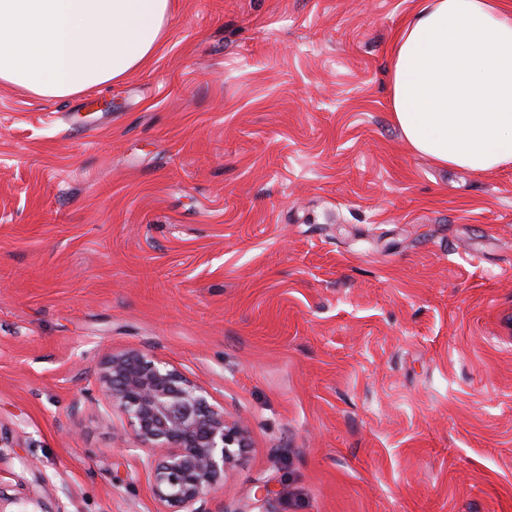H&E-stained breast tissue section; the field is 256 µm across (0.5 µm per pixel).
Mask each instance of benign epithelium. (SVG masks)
Here are the masks:
<instances>
[{"instance_id":"benign-epithelium-1","label":"benign epithelium","mask_w":512,"mask_h":512,"mask_svg":"<svg viewBox=\"0 0 512 512\" xmlns=\"http://www.w3.org/2000/svg\"><path fill=\"white\" fill-rule=\"evenodd\" d=\"M98 382L132 429L158 512H204L248 448L244 424L177 367L137 349L106 355Z\"/></svg>"}]
</instances>
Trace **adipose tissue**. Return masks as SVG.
Wrapping results in <instances>:
<instances>
[{
  "instance_id": "1",
  "label": "adipose tissue",
  "mask_w": 512,
  "mask_h": 512,
  "mask_svg": "<svg viewBox=\"0 0 512 512\" xmlns=\"http://www.w3.org/2000/svg\"><path fill=\"white\" fill-rule=\"evenodd\" d=\"M171 0H0V86L38 101L145 67ZM392 117L442 166L512 165V0H422L391 48Z\"/></svg>"
}]
</instances>
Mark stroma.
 <instances>
[{
  "mask_svg": "<svg viewBox=\"0 0 512 512\" xmlns=\"http://www.w3.org/2000/svg\"><path fill=\"white\" fill-rule=\"evenodd\" d=\"M417 0H172L124 81L0 88V490L157 512L97 383L168 361L250 447L208 512H512V167L391 119Z\"/></svg>",
  "mask_w": 512,
  "mask_h": 512,
  "instance_id": "obj_1",
  "label": "stroma"
}]
</instances>
